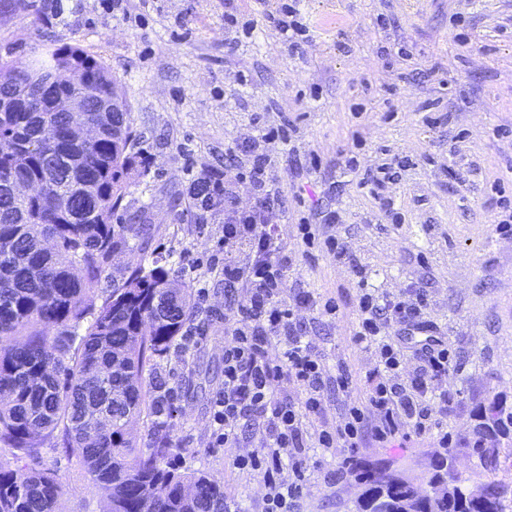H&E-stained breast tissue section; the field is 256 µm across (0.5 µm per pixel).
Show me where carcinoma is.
Returning a JSON list of instances; mask_svg holds the SVG:
<instances>
[{"label": "carcinoma", "mask_w": 512, "mask_h": 512, "mask_svg": "<svg viewBox=\"0 0 512 512\" xmlns=\"http://www.w3.org/2000/svg\"><path fill=\"white\" fill-rule=\"evenodd\" d=\"M68 79L48 81L52 72ZM59 94L87 100L85 112L39 107ZM96 58L63 44L39 57L0 62V443L37 456L58 428L105 492L110 512H224V484L185 471L169 458L170 390L161 361L196 310L190 289L169 277L149 251L146 209L126 212L132 172L141 165L129 104ZM97 128L87 144L73 125ZM224 204L209 179L197 181L190 207ZM134 261L112 279L101 306L105 264L117 252ZM151 421L140 449L131 425ZM512 424L490 409L476 451L497 460V436ZM362 493L356 512H506L512 488L493 481L464 486L449 458L430 461L427 480L449 477V496L419 495L415 479L387 471L382 459L349 467ZM60 488L47 472L0 467V512H55Z\"/></svg>", "instance_id": "cac0c4a2"}]
</instances>
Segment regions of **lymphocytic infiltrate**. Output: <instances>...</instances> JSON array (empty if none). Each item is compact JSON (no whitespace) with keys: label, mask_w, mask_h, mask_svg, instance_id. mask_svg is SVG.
Returning a JSON list of instances; mask_svg holds the SVG:
<instances>
[{"label":"lymphocytic infiltrate","mask_w":512,"mask_h":512,"mask_svg":"<svg viewBox=\"0 0 512 512\" xmlns=\"http://www.w3.org/2000/svg\"><path fill=\"white\" fill-rule=\"evenodd\" d=\"M279 135L278 129H262L248 146L256 192L252 209L237 206L232 186L242 175L235 165L213 178L225 188L224 282L242 293L234 318L224 322V388L212 403L219 428L213 445L230 447L247 432L257 440L258 452L239 457L236 467L261 474L266 490L261 512H294L309 479V449L340 448L350 459L368 440L432 434L439 447L449 443L447 433L435 429L437 413L448 408V392L441 387L451 366L448 341L427 320V297L418 291L382 304L370 293L359 295L352 340L375 350L383 372L367 375L364 397L349 400L341 417L328 423L324 364L299 315L318 306L335 318L340 307L285 289L291 259L277 222L280 190L261 152L262 143ZM409 358L416 366L407 373L403 364ZM285 468L291 469V480L280 479Z\"/></svg>","instance_id":"lymphocytic-infiltrate-1"}]
</instances>
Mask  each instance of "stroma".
<instances>
[{
	"label": "stroma",
	"mask_w": 512,
	"mask_h": 512,
	"mask_svg": "<svg viewBox=\"0 0 512 512\" xmlns=\"http://www.w3.org/2000/svg\"><path fill=\"white\" fill-rule=\"evenodd\" d=\"M293 5L307 32L287 37L268 20ZM67 43L101 61L132 110L146 172L132 175L129 210L146 209L152 247L170 277L205 289L189 342L164 359L173 392L171 453L185 469L224 484L240 512H260L263 488L234 466L248 438L213 448L212 402L224 385V312L239 295L210 273L224 259V212L190 220L189 192L227 158L247 171L244 144L260 128L289 125L267 145L282 194L288 292L340 306L336 319H301L325 364L328 420L376 368L351 340L360 291L378 301L423 290L426 317L448 339L451 395L437 424L455 470L471 486L512 485V431L495 471L475 470L474 427L495 402L512 411V236L495 230L512 209V0H0V57L25 60ZM356 157L358 169L346 160ZM374 183L360 186V173ZM335 212L333 224L321 214ZM340 239L363 276L321 241L298 246L296 227ZM438 445L427 437L366 443L359 457L402 460L426 480ZM317 467L298 512H347L360 489L336 457L310 450ZM0 466L44 470L60 485L56 512H108L62 432L37 457L0 447Z\"/></svg>",
	"instance_id": "35a3bbf8"
}]
</instances>
